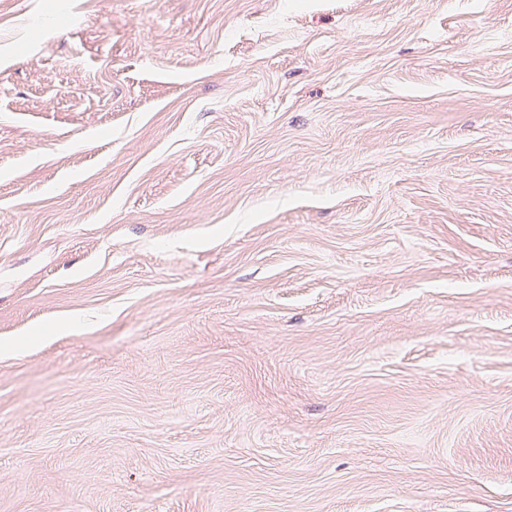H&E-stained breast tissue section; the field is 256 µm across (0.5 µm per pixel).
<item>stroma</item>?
Listing matches in <instances>:
<instances>
[{
	"label": "stroma",
	"mask_w": 512,
	"mask_h": 512,
	"mask_svg": "<svg viewBox=\"0 0 512 512\" xmlns=\"http://www.w3.org/2000/svg\"><path fill=\"white\" fill-rule=\"evenodd\" d=\"M0 512H512V0H0Z\"/></svg>",
	"instance_id": "1"
}]
</instances>
